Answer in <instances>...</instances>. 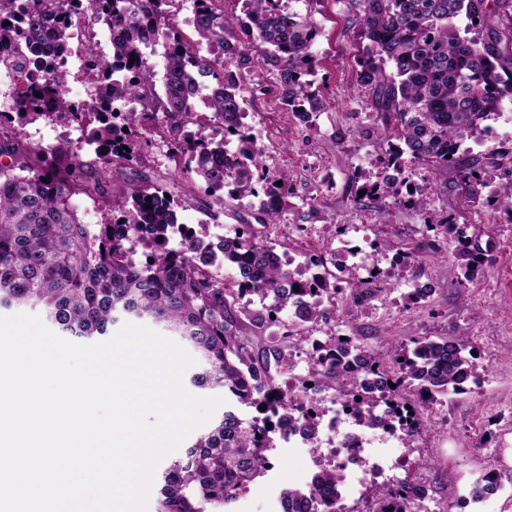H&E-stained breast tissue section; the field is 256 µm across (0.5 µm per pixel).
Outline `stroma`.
<instances>
[{"label":"stroma","mask_w":512,"mask_h":512,"mask_svg":"<svg viewBox=\"0 0 512 512\" xmlns=\"http://www.w3.org/2000/svg\"><path fill=\"white\" fill-rule=\"evenodd\" d=\"M314 18L322 28L313 52L319 64L310 76L311 88L324 103L310 124L296 121L279 98L275 76L252 77L246 86L247 122L264 151L267 181H288L294 188L288 211L269 223L258 208L242 217L211 219L204 184L171 158L166 137L153 135L129 169L115 174L123 182L141 172L163 190L183 200L179 223L208 240L233 235L240 220H248L254 235L291 259V271L301 272L310 253L348 265L352 259L341 242L363 246L369 262L385 265L405 245L430 238L438 246L421 263L400 270V282L363 306L336 302L330 325L337 333L358 337L377 359L391 362L400 345L421 336L468 337L479 359V383L474 391L442 397L427 419L424 436L412 442L417 466L396 472V479H423L429 485V512H457V496L470 493L485 468L497 467L504 489L474 504V512H512V224L488 225L491 209L457 206L447 175L439 174L429 193L432 209L455 211L467 235H479L486 252L477 277L463 282L444 234L426 229V211L405 202H391L387 221L375 223L370 208L355 207L352 178L381 171L388 142L374 133V116L356 82L357 35L342 20L335 0H319ZM338 233H331V225ZM427 277L433 293L422 307L404 299L407 281ZM308 447L292 448L276 441L270 455L274 468L240 494L232 512H280L284 487H303L310 462Z\"/></svg>","instance_id":"1"}]
</instances>
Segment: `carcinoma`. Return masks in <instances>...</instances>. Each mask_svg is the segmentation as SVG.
Segmentation results:
<instances>
[{
	"instance_id": "1",
	"label": "carcinoma",
	"mask_w": 512,
	"mask_h": 512,
	"mask_svg": "<svg viewBox=\"0 0 512 512\" xmlns=\"http://www.w3.org/2000/svg\"><path fill=\"white\" fill-rule=\"evenodd\" d=\"M179 0H0V46L26 41L42 45V57L29 69L22 56L6 64L21 72L10 112H0V309L41 308L62 334L82 341L105 336L120 318L149 319L189 342L203 361L190 377L199 390L222 389L227 405L216 423L198 435L160 477L157 512H231L230 505L256 478L272 470L267 451L274 435L288 434L292 423L278 377L294 372L293 349L310 340L306 326L327 321L315 298L356 303L375 297L377 282L349 275L344 281L319 276L314 287L294 289L290 272L274 249L259 241L251 225L241 224L218 245L178 223L174 200L141 173L134 181L114 183L115 165L132 162L141 135L160 132L170 139L173 161L205 183L213 203L264 195L260 209L275 222L294 195L292 185L267 183L259 173L263 150L249 129L241 71L259 64L276 76L282 103L299 121L324 109L310 91L317 61L312 52L321 28L311 12L287 10L280 0H244L240 34L224 24L219 0L193 4L195 39L175 22ZM343 20L356 30L357 82L367 92L375 120L388 140L380 174L352 185L354 205H373L376 222H385L391 197L416 188L407 202L423 209L427 188L411 179V164L427 171L451 170L457 195L476 208L483 190L498 176L496 204L512 223V147L487 156L459 154L465 139L482 131L506 98L512 99V0H336ZM112 32L111 55L92 49L83 65L98 76L96 94L78 105L66 96L68 54L77 38L69 25L76 11ZM466 19L464 29L456 25ZM9 25H3V22ZM156 29L163 49L162 90L143 46L144 25ZM134 63H129V60ZM40 96H35V93ZM201 98L224 134L237 138L236 160L227 161V141L207 134L208 119L196 110ZM134 100L139 109L113 122L114 105ZM39 118L88 132L101 168L87 173L70 142L43 147L17 129ZM190 125L196 132L187 133ZM50 177L49 182L43 178ZM364 196H359V192ZM78 195L101 198L110 212L92 231L73 203ZM152 209H147V206ZM427 224L453 237V255L465 281L484 264L481 246L455 224L451 215L431 212ZM178 229L179 249L167 246ZM150 249L136 261L138 245ZM434 243L421 241L398 254L404 264L423 259ZM234 265L230 287L212 275L218 259ZM293 319L280 318L283 310ZM308 352V368L297 375L303 392L336 383V350L359 360L389 390V402L402 387L428 394L423 411L438 396L465 392L463 379L476 380L477 355L463 336L424 337L402 345L393 363L376 360L355 337L335 332ZM266 410H260V406ZM255 409L245 415L239 407ZM301 422L306 442L316 448L322 410ZM344 477L320 459L302 488L283 493L285 507L316 504L324 512H347L340 505ZM411 481L400 480L374 497L370 512H422L411 499Z\"/></svg>"
}]
</instances>
